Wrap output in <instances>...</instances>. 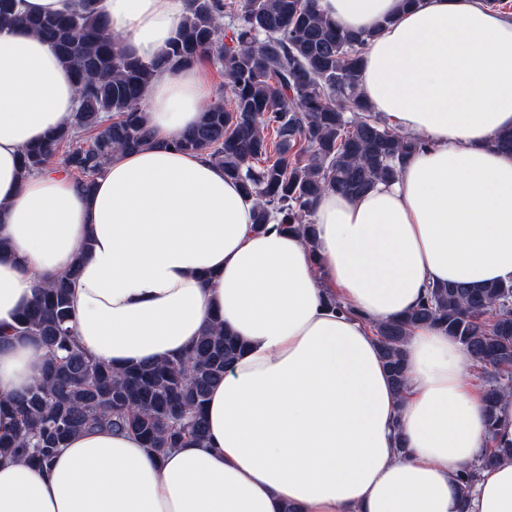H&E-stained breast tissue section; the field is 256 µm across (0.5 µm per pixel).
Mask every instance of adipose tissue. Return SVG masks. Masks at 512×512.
Listing matches in <instances>:
<instances>
[{"label":"adipose tissue","instance_id":"ef3b65f1","mask_svg":"<svg viewBox=\"0 0 512 512\" xmlns=\"http://www.w3.org/2000/svg\"><path fill=\"white\" fill-rule=\"evenodd\" d=\"M318 0L340 26L394 21L359 87L396 131L423 138L396 181L325 192L313 240L268 224L207 157L175 150L212 102L195 68L164 70L142 106L150 147L115 156L91 190L65 173L22 177L19 153L65 125L76 85L49 43L0 29V332L45 280L80 272L72 328L113 369L190 349L218 320L244 350L212 389L208 438L154 456L129 431L85 430L48 465L0 458V512H512V460L458 476L489 439L462 345L434 326L407 339L404 392L370 324L430 286L512 281V21L480 0ZM127 53L149 61L185 0H98ZM336 295L343 310L328 303ZM32 342L0 345V436L41 377Z\"/></svg>","mask_w":512,"mask_h":512}]
</instances>
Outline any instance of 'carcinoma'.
Masks as SVG:
<instances>
[{"label":"carcinoma","mask_w":512,"mask_h":512,"mask_svg":"<svg viewBox=\"0 0 512 512\" xmlns=\"http://www.w3.org/2000/svg\"><path fill=\"white\" fill-rule=\"evenodd\" d=\"M15 2L0 0V26L23 25L51 44L78 92L69 123L21 150L25 176L56 161L90 189L116 154L152 143L142 101L157 73L204 59L222 69L224 85L174 146L207 155L255 197L260 227L277 216L307 237L310 207L320 195L354 197L394 181L425 146L383 122L359 91L364 50L382 26L343 29L318 0H186L175 39L149 62L112 40L95 0L78 14L38 16L18 15ZM77 272L75 264L39 289L10 332L41 346L45 364L41 381L14 399L16 433L0 439V457L42 465L72 436L96 427L131 430L158 456L205 442L208 395L241 353L239 338L213 322L184 354L114 371L76 345L69 296ZM424 324L457 340L485 378L493 446L459 476L466 495L481 469L512 457L511 442H496L504 424L498 403L512 392V282L434 285L405 314L371 324L398 390L406 381V339Z\"/></svg>","instance_id":"obj_1"}]
</instances>
